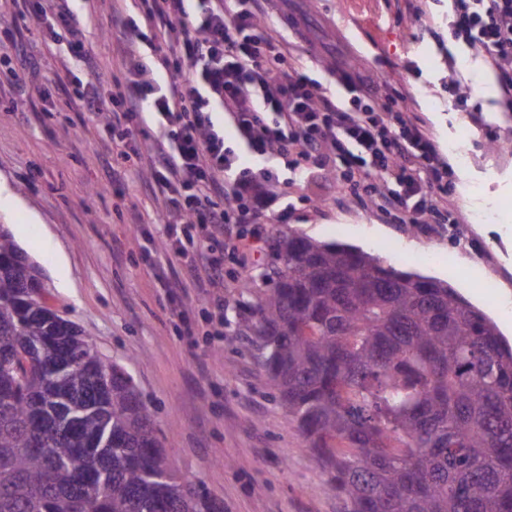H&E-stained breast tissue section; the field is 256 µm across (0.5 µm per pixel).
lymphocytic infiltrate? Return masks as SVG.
I'll return each mask as SVG.
<instances>
[{"label":"lymphocytic infiltrate","mask_w":512,"mask_h":512,"mask_svg":"<svg viewBox=\"0 0 512 512\" xmlns=\"http://www.w3.org/2000/svg\"><path fill=\"white\" fill-rule=\"evenodd\" d=\"M26 2L30 19L50 16L53 38L84 55L69 0ZM283 2L139 0L136 13L113 9L124 79L111 98L86 88L68 104L111 130L113 168L146 157L161 193V251L184 270L167 287L195 289L219 313L225 247L246 231L261 237L281 198L271 158H286L293 181L334 167L339 197L377 192L382 211L426 233L456 206L449 167L419 113L380 95L373 75L341 66L335 73L349 97L331 94L290 50L291 39L306 41V18L295 15L288 37L265 23L268 12L283 14ZM448 30L482 48L501 107L512 112V0H452Z\"/></svg>","instance_id":"lymphocytic-infiltrate-1"}]
</instances>
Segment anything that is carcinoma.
<instances>
[{"instance_id": "obj_1", "label": "carcinoma", "mask_w": 512, "mask_h": 512, "mask_svg": "<svg viewBox=\"0 0 512 512\" xmlns=\"http://www.w3.org/2000/svg\"><path fill=\"white\" fill-rule=\"evenodd\" d=\"M251 330L345 512H512V345L448 284L272 238ZM0 225V512H220L167 462L131 375L36 304ZM28 356V366L16 359Z\"/></svg>"}]
</instances>
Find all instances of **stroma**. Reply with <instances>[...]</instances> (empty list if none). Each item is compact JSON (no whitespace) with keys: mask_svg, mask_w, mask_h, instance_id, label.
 <instances>
[{"mask_svg":"<svg viewBox=\"0 0 512 512\" xmlns=\"http://www.w3.org/2000/svg\"><path fill=\"white\" fill-rule=\"evenodd\" d=\"M321 46L303 65L323 76L333 60L388 80L412 102L454 173L455 224L424 234L382 212L377 200L336 201L329 172L291 185L287 223L267 237L297 233L356 248L384 264L448 282L497 322L512 341V112L493 95L497 81L480 47L448 36L450 0H298ZM83 22L85 66L67 42H52L50 18L16 32L35 66L24 89L6 84L17 57H0V224L41 268L56 309L89 335L101 360L126 369L150 408L170 464L224 512H344L316 454L279 400L252 335L250 305L276 259L266 240L243 239L224 254L223 323L210 320L194 291L175 296L156 274L180 276L179 263L149 262L162 238L157 201L144 195L147 167L127 164L112 188L111 137L98 119L69 120L66 104L89 83L111 96L118 77L110 17L72 0ZM471 89L483 126L448 108V88ZM139 214L141 226L130 222ZM496 278L494 298L481 283ZM254 290H246V283ZM193 335H183L184 325ZM223 338H215L216 328Z\"/></svg>","mask_w":512,"mask_h":512,"instance_id":"stroma-1","label":"stroma"}]
</instances>
